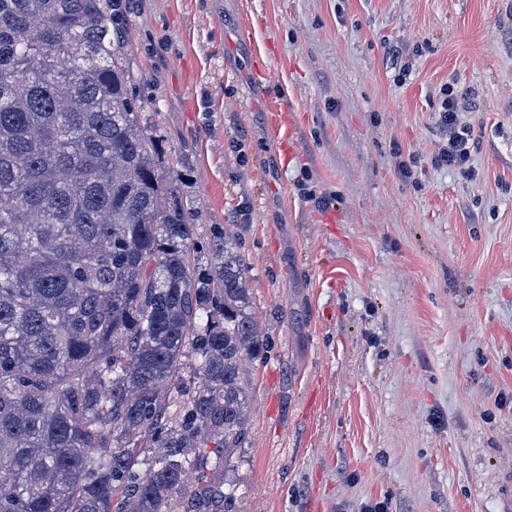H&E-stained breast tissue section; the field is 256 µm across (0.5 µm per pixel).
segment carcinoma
I'll return each mask as SVG.
<instances>
[{
  "mask_svg": "<svg viewBox=\"0 0 512 512\" xmlns=\"http://www.w3.org/2000/svg\"><path fill=\"white\" fill-rule=\"evenodd\" d=\"M120 13L0 0V512H242L268 344L238 241L199 233L133 99Z\"/></svg>",
  "mask_w": 512,
  "mask_h": 512,
  "instance_id": "obj_1",
  "label": "carcinoma"
}]
</instances>
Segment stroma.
Returning <instances> with one entry per match:
<instances>
[{"label":"stroma","mask_w":512,"mask_h":512,"mask_svg":"<svg viewBox=\"0 0 512 512\" xmlns=\"http://www.w3.org/2000/svg\"><path fill=\"white\" fill-rule=\"evenodd\" d=\"M124 3L135 100L269 344L245 512H512V0ZM448 85L464 171L433 163Z\"/></svg>","instance_id":"35a3bbf8"}]
</instances>
